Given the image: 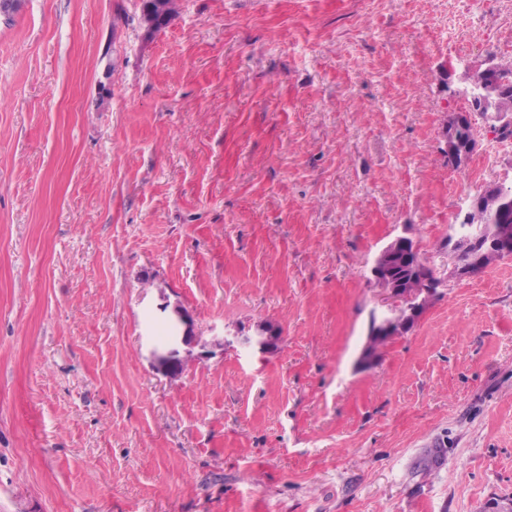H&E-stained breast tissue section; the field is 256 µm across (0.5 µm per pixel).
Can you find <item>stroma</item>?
<instances>
[{
    "label": "stroma",
    "instance_id": "35a3bbf8",
    "mask_svg": "<svg viewBox=\"0 0 512 512\" xmlns=\"http://www.w3.org/2000/svg\"><path fill=\"white\" fill-rule=\"evenodd\" d=\"M142 5L0 16V512L512 505V258L461 277L446 246L512 138L477 117L462 170L441 151L512 0ZM399 235L446 286L362 368ZM177 305L201 344L172 379ZM172 12V0H145L142 19L149 30H158L169 23Z\"/></svg>",
    "mask_w": 512,
    "mask_h": 512
}]
</instances>
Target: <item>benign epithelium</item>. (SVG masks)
<instances>
[{
  "mask_svg": "<svg viewBox=\"0 0 512 512\" xmlns=\"http://www.w3.org/2000/svg\"><path fill=\"white\" fill-rule=\"evenodd\" d=\"M470 82L479 85L484 96L480 101H471L469 109L456 112L448 124L444 135L443 153L454 158L471 155L477 140L470 138L462 142L457 131L473 127L472 112L476 108H489L492 98L500 96L501 80L495 62L486 59L473 72ZM476 212H496L503 219L512 214V189L502 183H490L469 198L465 210L460 213L461 223L452 227L448 234V250L457 252L468 250L472 254L469 265L459 270L462 275L472 276L481 273L487 266L488 258L495 256L507 258L512 256V225L497 224L493 232L480 230L476 234H465L462 226L470 225L471 217ZM423 263L419 244L407 236H397L384 246L375 257L372 276L375 284L386 292L394 302L406 300L408 304L398 307L393 318L385 325V335L389 338L403 336L410 332L430 303L439 295L443 282L436 276L410 275L402 280L392 277V268L397 264L417 267ZM173 313L181 327L176 339L185 346L198 344V336L194 330L192 316L181 306H176ZM163 371L170 377L180 376L184 371V363L176 357V352L160 357Z\"/></svg>",
  "mask_w": 512,
  "mask_h": 512,
  "instance_id": "7a95c632",
  "label": "benign epithelium"
}]
</instances>
